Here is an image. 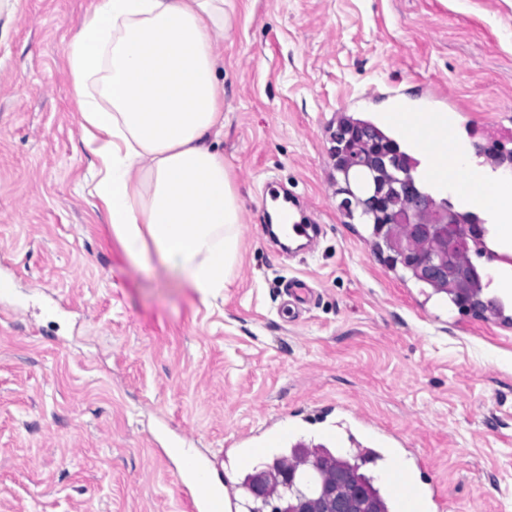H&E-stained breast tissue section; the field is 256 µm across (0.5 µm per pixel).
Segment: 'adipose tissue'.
Returning a JSON list of instances; mask_svg holds the SVG:
<instances>
[{"instance_id": "ef3b65f1", "label": "adipose tissue", "mask_w": 512, "mask_h": 512, "mask_svg": "<svg viewBox=\"0 0 512 512\" xmlns=\"http://www.w3.org/2000/svg\"><path fill=\"white\" fill-rule=\"evenodd\" d=\"M232 0H89L65 53L80 143L94 159L87 194L125 256L158 259L210 305L232 281L240 206L218 141L224 84L217 47ZM484 207L512 223V174L489 194L460 152L438 190L462 175Z\"/></svg>"}]
</instances>
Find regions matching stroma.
Here are the masks:
<instances>
[{
  "label": "stroma",
  "mask_w": 512,
  "mask_h": 512,
  "mask_svg": "<svg viewBox=\"0 0 512 512\" xmlns=\"http://www.w3.org/2000/svg\"><path fill=\"white\" fill-rule=\"evenodd\" d=\"M87 3L0 14V512H191L179 435L234 485L280 429L286 448L398 436L431 512H512V303L462 314L390 267L330 155L339 118L379 122L394 91H441L470 144L512 150V0H235L220 148L243 222L208 308L132 266L83 190L64 56ZM272 180L321 224L313 253L270 238ZM294 277L318 297L290 322Z\"/></svg>",
  "instance_id": "obj_1"
}]
</instances>
